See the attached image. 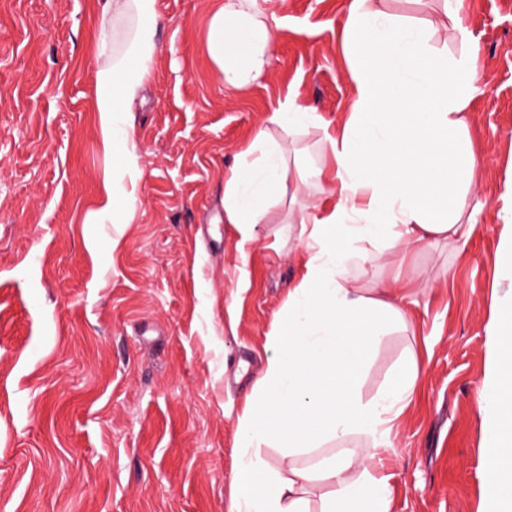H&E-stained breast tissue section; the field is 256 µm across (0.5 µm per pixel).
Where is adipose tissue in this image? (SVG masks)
<instances>
[{"mask_svg": "<svg viewBox=\"0 0 512 512\" xmlns=\"http://www.w3.org/2000/svg\"><path fill=\"white\" fill-rule=\"evenodd\" d=\"M351 0L343 43L352 66L354 99L341 134L325 133L329 168L311 176L338 202L317 217L307 197L291 204L300 225L306 272L288 298L287 337L264 369V384L238 418L245 448L234 476L232 512H392L386 478L369 461L387 446L392 422L416 391L420 365L407 354L377 396L362 401L356 386L368 356L405 328L406 283L392 279L377 292L354 287L352 261L361 244L401 252L443 238L466 244L476 222L470 204L478 159L467 136L465 110L479 93L480 62L460 24L461 0L445 14L461 47L459 58L428 51L426 26L380 6ZM102 21L133 18L122 57L95 71L93 110L105 152L138 181L130 114L157 57V0H98ZM276 31L257 0H220L208 22L207 54L225 85L242 89L268 71ZM246 158L224 179V216L239 245L265 223L284 185L288 143L258 131ZM492 357L479 391L490 434L483 512H512V315L489 324ZM360 437L364 447H349ZM280 441L278 464L259 452ZM338 450L322 457L326 441Z\"/></svg>", "mask_w": 512, "mask_h": 512, "instance_id": "adipose-tissue-1", "label": "adipose tissue"}]
</instances>
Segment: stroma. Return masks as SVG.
Masks as SVG:
<instances>
[{
  "instance_id": "35a3bbf8",
  "label": "stroma",
  "mask_w": 512,
  "mask_h": 512,
  "mask_svg": "<svg viewBox=\"0 0 512 512\" xmlns=\"http://www.w3.org/2000/svg\"><path fill=\"white\" fill-rule=\"evenodd\" d=\"M348 0H262L278 27L267 74L226 87L206 52L214 0H157L159 53L133 114L138 203L106 207L111 155L93 112L100 32L123 54L130 23L102 26L97 0H0V512H230L245 398L269 335L304 273L289 193L320 214L337 198L287 181L267 223L237 247L224 174L292 96L314 123L289 167L326 163L322 124L351 111L342 43ZM456 56L442 0H382ZM482 90L467 110L479 210L464 248L448 241L350 275L371 290L412 285L409 325L370 356L374 398L415 351L416 391L371 470L393 512H480L489 434L478 388L502 306L501 245L512 205V0H462ZM249 286L238 289L239 276Z\"/></svg>"
}]
</instances>
